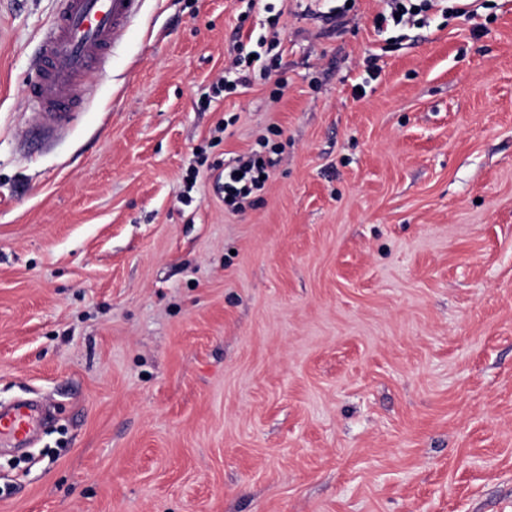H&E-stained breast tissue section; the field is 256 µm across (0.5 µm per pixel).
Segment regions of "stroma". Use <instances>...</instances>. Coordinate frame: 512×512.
<instances>
[{
  "instance_id": "stroma-1",
  "label": "stroma",
  "mask_w": 512,
  "mask_h": 512,
  "mask_svg": "<svg viewBox=\"0 0 512 512\" xmlns=\"http://www.w3.org/2000/svg\"><path fill=\"white\" fill-rule=\"evenodd\" d=\"M271 2L281 98H206L261 8L144 0L29 146L57 0H0V401L53 412L0 446V512H512V0ZM387 2L390 9L388 15L383 12L375 18V24L378 29H382L384 25L387 27L389 22L396 26L417 23L421 20V18H418L421 13L429 11L434 7H441L439 10L443 13L454 14L467 12L464 6L469 5L460 3L447 5V1L435 0H388ZM457 5H462V7ZM258 145L261 149H253L247 156L237 159L235 164L225 165L224 171L218 175L221 180L219 194L224 199V205L231 211H242L245 203H252L251 197L264 188L271 172L281 160L279 146L269 147L268 140H261ZM262 175L265 178L260 180Z\"/></svg>"
}]
</instances>
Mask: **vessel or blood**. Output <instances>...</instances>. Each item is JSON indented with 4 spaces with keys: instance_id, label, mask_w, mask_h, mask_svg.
I'll list each match as a JSON object with an SVG mask.
<instances>
[{
    "instance_id": "obj_1",
    "label": "vessel or blood",
    "mask_w": 512,
    "mask_h": 512,
    "mask_svg": "<svg viewBox=\"0 0 512 512\" xmlns=\"http://www.w3.org/2000/svg\"><path fill=\"white\" fill-rule=\"evenodd\" d=\"M143 0H58L39 48L36 75L28 85L31 128L46 135L66 128L81 111L89 75L139 16ZM39 422L35 406H0V444L26 445Z\"/></svg>"
}]
</instances>
